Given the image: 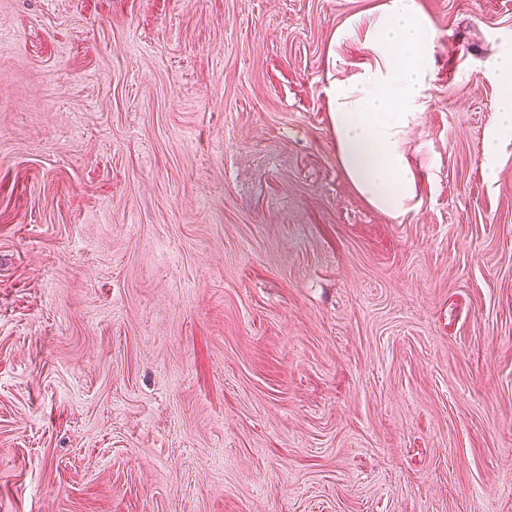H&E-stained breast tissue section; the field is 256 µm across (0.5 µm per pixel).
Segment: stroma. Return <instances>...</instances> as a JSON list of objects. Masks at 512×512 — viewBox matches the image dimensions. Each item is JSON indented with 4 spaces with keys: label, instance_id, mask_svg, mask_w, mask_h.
<instances>
[{
    "label": "stroma",
    "instance_id": "obj_1",
    "mask_svg": "<svg viewBox=\"0 0 512 512\" xmlns=\"http://www.w3.org/2000/svg\"><path fill=\"white\" fill-rule=\"evenodd\" d=\"M383 0H0V512H512V0H417L393 218L325 89ZM492 70L501 87L498 122L483 147V164L488 173L496 176L502 143L512 139V39L504 40L494 56Z\"/></svg>",
    "mask_w": 512,
    "mask_h": 512
}]
</instances>
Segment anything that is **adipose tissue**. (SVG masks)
Segmentation results:
<instances>
[{
  "label": "adipose tissue",
  "instance_id": "1",
  "mask_svg": "<svg viewBox=\"0 0 512 512\" xmlns=\"http://www.w3.org/2000/svg\"><path fill=\"white\" fill-rule=\"evenodd\" d=\"M435 38L417 0H385L369 24L371 62L331 78L326 88L346 178L369 205L394 218L411 211L417 196L408 135L430 96ZM492 70L502 94L497 125L484 143L483 164L493 175L502 143L512 139V39L502 42Z\"/></svg>",
  "mask_w": 512,
  "mask_h": 512
}]
</instances>
